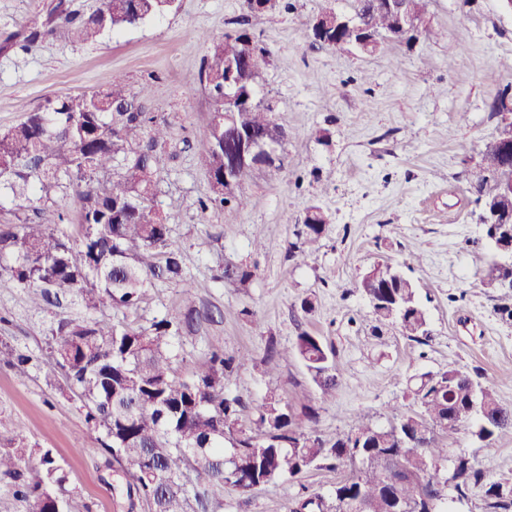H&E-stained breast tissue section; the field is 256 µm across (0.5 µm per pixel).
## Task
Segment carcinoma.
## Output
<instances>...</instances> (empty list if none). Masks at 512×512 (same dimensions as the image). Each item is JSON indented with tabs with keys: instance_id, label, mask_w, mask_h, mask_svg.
<instances>
[{
	"instance_id": "1",
	"label": "carcinoma",
	"mask_w": 512,
	"mask_h": 512,
	"mask_svg": "<svg viewBox=\"0 0 512 512\" xmlns=\"http://www.w3.org/2000/svg\"><path fill=\"white\" fill-rule=\"evenodd\" d=\"M101 0L86 18H76L64 0L56 5L71 40L90 42L177 9V0ZM360 24L379 36L391 28L385 15L366 13L354 0ZM357 29L339 38L311 41L318 49L356 47ZM251 36L245 29L211 40L200 82L214 100V111L236 112L237 127L263 134L273 122L271 109L252 97L248 104L224 101V63L244 53ZM148 92L132 93L119 76L107 89L91 94L59 95L27 113L0 134V190L8 191L16 212L44 213L52 191L78 188L81 208L75 240L54 228L0 224V281L35 288V308L62 307L75 299L87 310L130 311L138 307L155 280L183 284L186 303L175 316L150 326L114 323L101 317L79 320L61 316L52 329L53 355L87 408L91 430H104L105 450L120 465L127 497L135 496L148 512H212L224 502L228 486L243 495L274 481H291L311 467H342L350 475L328 494L310 493L291 512H447L448 490L466 497L483 490L489 512H512V473L488 480L466 455L455 453L440 434L461 426L490 442L512 435V408L494 390L470 386L457 369L425 373L414 394L420 411H393L388 427L358 417L350 432L325 437L311 406L296 411L274 392L264 395L254 417L243 418L245 403L230 392L232 377L247 359L215 347L185 379L175 368L174 341L212 313L196 308L193 283L184 258L169 239L167 218L148 205L157 193L160 148L168 127L146 108ZM224 125H216L196 144L207 173L224 177ZM130 160L124 170L116 161ZM481 165L512 178L496 150L485 146ZM302 245L293 256L305 259L326 224L317 206L306 209ZM488 278L512 300V264L497 262ZM364 295L381 325L420 342L428 323L415 288L385 266L375 280L362 282ZM332 350L322 338L300 333L288 349L268 341L263 362L293 357L307 369L324 397L336 392L340 377L330 362ZM16 483L31 512H71L73 492L65 488L64 469L49 449L27 447L22 433L14 446L0 449V476Z\"/></svg>"
}]
</instances>
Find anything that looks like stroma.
<instances>
[{"label":"stroma","mask_w":512,"mask_h":512,"mask_svg":"<svg viewBox=\"0 0 512 512\" xmlns=\"http://www.w3.org/2000/svg\"><path fill=\"white\" fill-rule=\"evenodd\" d=\"M56 3L0 0V132L48 98L106 89L116 75L131 91L149 89V110L170 132L154 206L184 255L195 303L223 314L176 342L180 376L190 377L214 346L248 356L230 386L248 408L275 392L294 408L316 407L328 435L347 432L360 414L384 427L392 408L418 410L414 378L448 368L479 377L512 408V320L487 284L497 254L465 178L497 133L492 102L512 87V12L501 0H426L423 25L439 38L387 43L371 56L311 48L308 24L322 0H288L250 18L241 0H178L176 10L93 43L70 42L59 29L24 44ZM242 20L270 52L256 90L286 132L281 164L243 186L247 207L203 210L213 192L194 146L208 132L213 102L199 73L207 37ZM312 205L329 224L320 249L301 262L288 249ZM382 261L413 283L428 319L425 343L377 327L361 281ZM228 264L255 275L243 284L224 279ZM181 297L180 283L158 281L137 311L108 317L146 326L177 314ZM57 318L54 309L32 311L26 289L0 283V347L30 357L24 378L0 363V448L20 432L30 447L52 449L75 492L73 512H145L130 507L104 432L89 431L85 407L55 365ZM303 331L334 351L341 382L331 399L301 362H262L269 340L289 347ZM442 440L486 478L512 471L510 435L485 443L466 428ZM345 476L315 467L246 498L229 487L220 512H291L301 487L325 494Z\"/></svg>","instance_id":"35a3bbf8"}]
</instances>
